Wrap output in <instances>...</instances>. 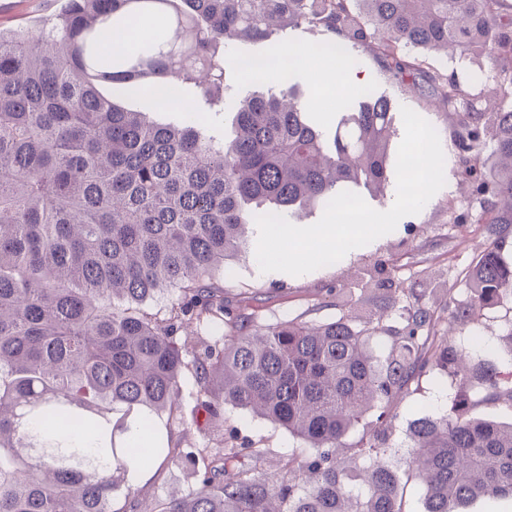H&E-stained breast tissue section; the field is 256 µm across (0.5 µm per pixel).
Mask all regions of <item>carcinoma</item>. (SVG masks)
I'll list each match as a JSON object with an SVG mask.
<instances>
[{"instance_id":"obj_1","label":"carcinoma","mask_w":512,"mask_h":512,"mask_svg":"<svg viewBox=\"0 0 512 512\" xmlns=\"http://www.w3.org/2000/svg\"><path fill=\"white\" fill-rule=\"evenodd\" d=\"M506 0H66L31 27H0V512H120L133 493L128 460L179 462L197 487L150 512H404L401 479L383 462L393 398L439 370L512 408V380L467 366L418 307L384 364L366 350V329L337 321L262 325L224 304L217 276L245 251L246 228L265 214L325 205L363 187L383 195L395 131L391 107L367 92L336 91L333 148L306 117L289 77L237 105L234 136L211 134L188 113L154 123L119 101L143 91L158 107L183 85L206 112L221 104L228 67L217 46L264 41L277 29L321 26L374 45L394 76L427 84L455 110L489 243L470 300L472 316L512 294V7ZM133 48L101 43L102 24ZM494 60L493 84L470 94L442 74L419 83L405 51ZM497 166L484 170L486 141ZM167 300L163 316L143 310ZM190 375L197 409L178 415ZM471 395L410 429L408 476L425 490L424 512H452L474 498L512 499V424L469 415ZM248 409L305 440L267 475L243 464L266 450L224 433L223 406ZM372 408L373 429L353 457L342 438ZM222 437V466L184 450L171 423Z\"/></svg>"}]
</instances>
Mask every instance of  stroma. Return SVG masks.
<instances>
[{
    "mask_svg": "<svg viewBox=\"0 0 512 512\" xmlns=\"http://www.w3.org/2000/svg\"><path fill=\"white\" fill-rule=\"evenodd\" d=\"M62 0H0V26L14 28L39 17L58 12ZM326 30L303 25L288 28L260 42L232 41L225 45L228 62L268 56L276 49L303 48L331 40ZM352 67L343 81L349 87H362L387 98L395 127V140H402L404 126L402 107H409L428 120L437 131L445 155L444 187L417 214L403 217L396 229L366 246L354 249L346 260L301 276L282 272L259 273L256 260L258 229L248 228V247L230 260V275L222 279L224 299L232 306L246 307L257 321L276 323L298 320L310 325L348 317L353 328L372 323L374 333L367 349L378 362H385L396 331L406 323L412 304H420L439 323V335H453L456 345L464 349L470 364L491 365L501 373L512 371V298L482 309L467 324L450 318L448 299L467 300L470 285L467 271L480 259L488 244L486 227L479 224V199L476 192L463 189V160L455 145L456 117L446 105L434 98L414 92L395 78L379 60L371 46L349 47ZM409 62L424 72H439L454 78L470 92L476 93L495 74L491 60L473 56L458 58L413 52ZM330 59L319 66L297 69L292 80L311 104L309 118L318 123L325 134H333V123L324 119L333 109V96L318 84L321 69L332 68ZM404 290L395 295L388 283ZM351 288L357 304L352 312L338 308L335 291ZM457 382L449 376L430 372L412 384L394 401L395 411L388 424L387 435L394 452L387 463L398 472H406L404 450L409 443L412 423L423 417L448 413L454 403ZM225 429L235 431L241 440L265 449L264 473L278 470L283 456L306 454V443L285 428L249 411L225 407ZM136 486H148L156 499L168 492L186 493L195 488L192 475L174 462L156 464L144 469Z\"/></svg>",
    "mask_w": 512,
    "mask_h": 512,
    "instance_id": "obj_1",
    "label": "stroma"
}]
</instances>
